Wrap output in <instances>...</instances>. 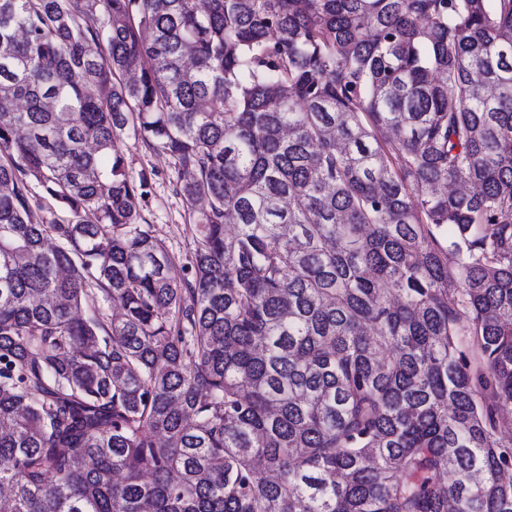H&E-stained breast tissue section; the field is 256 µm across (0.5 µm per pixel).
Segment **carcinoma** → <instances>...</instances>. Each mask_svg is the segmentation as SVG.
<instances>
[{
  "mask_svg": "<svg viewBox=\"0 0 512 512\" xmlns=\"http://www.w3.org/2000/svg\"><path fill=\"white\" fill-rule=\"evenodd\" d=\"M0 99V512H512V0H0ZM129 173L138 181L147 180L146 195L141 200V224H152L174 263L181 264L193 247V221L179 194V169L166 154L146 150L131 133L118 142Z\"/></svg>",
  "mask_w": 512,
  "mask_h": 512,
  "instance_id": "carcinoma-1",
  "label": "carcinoma"
}]
</instances>
